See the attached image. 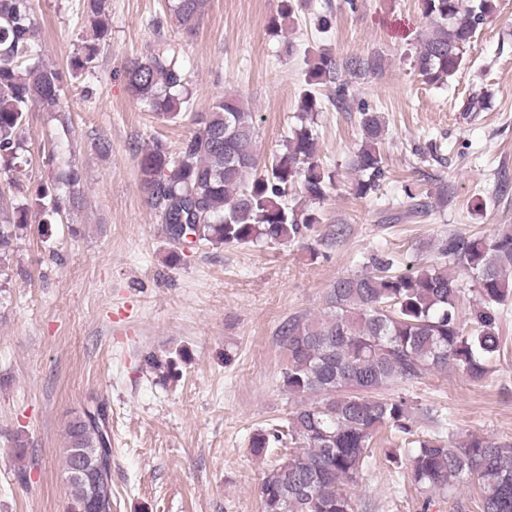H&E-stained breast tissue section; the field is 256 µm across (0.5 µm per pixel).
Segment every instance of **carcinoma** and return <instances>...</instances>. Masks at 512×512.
Returning a JSON list of instances; mask_svg holds the SVG:
<instances>
[{
    "instance_id": "obj_1",
    "label": "carcinoma",
    "mask_w": 512,
    "mask_h": 512,
    "mask_svg": "<svg viewBox=\"0 0 512 512\" xmlns=\"http://www.w3.org/2000/svg\"><path fill=\"white\" fill-rule=\"evenodd\" d=\"M95 36L111 30L108 0H80ZM429 33L418 40L414 66L425 82L447 84L465 63L467 46L495 12V0H420ZM205 0H172L177 22L193 30ZM92 44L70 62V70L89 69ZM299 99V125L286 150L263 159L257 152V115L241 98L216 97L211 110L188 111L189 72L177 44L164 42L128 63L130 93L159 118L187 121L193 131L176 151L155 142L136 156L151 207L159 213L169 240L180 244L181 225L196 245L212 248L273 242L288 244L311 237L321 203L336 185L335 172L316 160L312 124L319 112L313 88L339 78L340 69L361 75L376 69L373 58L339 64L322 52L307 51ZM64 75L43 60L32 0H0V163L15 165L23 150L21 132L29 112H63ZM361 144L352 162L351 190L368 197L381 190L385 166L382 113L360 108ZM79 173L61 171L33 199L11 209L0 207V263L36 207L44 223L62 203H76ZM441 261L406 273L393 271L385 253L371 256V270L336 279L327 289L323 314L295 316L279 331L288 361L281 371L288 394L301 398L278 424L255 430L249 448L257 456L274 448L277 456L261 482L263 512H355L353 490L373 456L378 431L415 435L412 404L383 391L404 380L453 366L470 380H483L500 356V308L512 301V227L491 237L450 234L441 242ZM458 266L470 278L466 288L448 271ZM474 293L471 326L462 306ZM105 414L85 410L68 424L63 449L72 488L68 512H112V448ZM416 489L466 505L456 486L478 487L479 512H512V443L472 435L450 448L438 436L410 440Z\"/></svg>"
}]
</instances>
